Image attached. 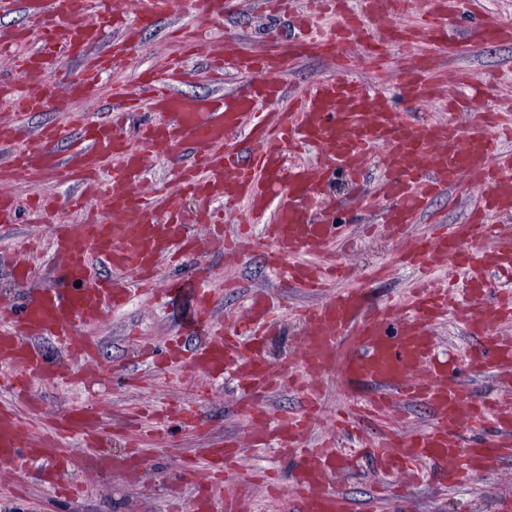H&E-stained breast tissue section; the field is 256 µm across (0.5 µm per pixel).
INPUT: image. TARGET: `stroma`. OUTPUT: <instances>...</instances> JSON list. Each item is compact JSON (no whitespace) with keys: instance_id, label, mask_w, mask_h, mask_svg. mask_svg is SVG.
<instances>
[{"instance_id":"35a3bbf8","label":"stroma","mask_w":512,"mask_h":512,"mask_svg":"<svg viewBox=\"0 0 512 512\" xmlns=\"http://www.w3.org/2000/svg\"><path fill=\"white\" fill-rule=\"evenodd\" d=\"M268 0H241L237 14L229 20L210 22L214 39L232 35L245 46L261 47L270 32H278L283 39L295 35L289 22L272 15ZM185 11L176 18H163L150 24H137V52L118 61L103 75L97 90L90 95L72 99L71 108L95 120L109 104L113 82L135 84L137 74L160 64L173 51L171 30L195 21L191 0H186ZM476 20L466 9H459L450 21L449 31L454 41L438 57L439 69L450 80L448 97L465 107L464 113L437 99L421 105L414 104L403 94L399 76L409 60L396 45L388 49L385 72H377L371 65L358 64L355 78L368 82L375 92L384 94L393 102L394 112H411L443 121L463 122L465 113L492 109L497 97L512 95V41L475 43L468 39V31ZM462 71L472 73L490 88V95L471 98L467 87L454 84V76ZM332 63L318 55H310L289 62L282 80L288 94H296L330 75ZM379 177L377 166H369L364 180L352 184L337 179L332 192L337 201L329 219L347 225L353 238L348 248L333 246L334 256L342 257L352 270L347 285L356 288L370 304L399 313V301L414 280L413 268L396 263L399 249L397 240L387 233L372 231L379 215L366 205L367 196L374 192ZM474 190L462 184L449 188L432 198L416 224L410 226L407 236L415 240L430 234L435 225L459 224L465 220ZM209 273V286L214 293L216 316L233 313L245 316L249 295L258 289L276 291L287 307L301 308L316 303V296L297 288L279 287L274 273L267 267L264 249L247 248L235 263L225 264L217 256H203ZM186 266L163 265L158 275L161 287L174 289L173 298L156 299L150 292L131 290L128 304L113 312L111 319L88 333L97 343L96 360L88 368L95 386L87 388L83 379L49 386L37 384L27 402L18 406L28 420L29 429L51 418L71 405L84 406L102 414L108 420H122L129 407L161 401L171 407L198 403L207 415V422L194 427L182 424L179 416H172L165 436L145 440L141 449V470L136 480H129L121 472L86 473L71 470L65 479L86 485L85 495L67 499L43 482L38 461L19 454L14 464L0 465V512H193L191 491L197 477L187 466L190 458L202 449L236 444L238 457L234 472L225 476L227 490L251 498L256 512H288L292 491L280 486L278 498H271L262 481L263 474L288 476L291 463L276 445L250 447L246 436V418L239 412V395L234 373L212 381L207 398L196 399L182 383L191 380L189 369L179 365L154 366L141 355L137 342L149 340L163 345L173 330H181L186 343H193L202 328L185 314L182 306L188 303V294L180 292V284L189 279ZM305 329L292 316H284L276 335L265 344L267 359L275 364L289 363L297 353V343ZM437 351L454 365L455 376L470 393L495 402L512 396V382L503 383L495 377L471 375L466 369L468 351L476 342L456 323L439 325L436 329ZM363 399L362 393L347 391L338 376H331L325 393L321 420L309 436L318 439L334 436L338 447L351 449L353 442L336 432L333 418L352 414ZM433 413L423 404H405L387 416L369 424L361 435L362 442H370L394 430L408 435L433 425ZM391 477L379 474L371 463H363L338 484L347 496L351 512H501L502 500L512 498V459L495 460L466 485L448 488L435 479L422 477L412 481L400 478L398 493H390Z\"/></svg>"}]
</instances>
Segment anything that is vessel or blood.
Returning <instances> with one entry per match:
<instances>
[{
    "instance_id": "b4317fda",
    "label": "vessel or blood",
    "mask_w": 512,
    "mask_h": 512,
    "mask_svg": "<svg viewBox=\"0 0 512 512\" xmlns=\"http://www.w3.org/2000/svg\"><path fill=\"white\" fill-rule=\"evenodd\" d=\"M238 0H200L199 23L180 28L187 52L197 51L206 23L231 16ZM282 13L293 14L303 36L276 43L266 53L227 41L207 53L206 69L215 85L233 73L241 84L228 93L190 97L178 86L190 73L179 59L140 73L136 92L116 86L112 101L97 120L74 117L70 128L45 125L29 131L24 123L42 111L58 87L85 94L99 72L119 55L137 50L123 12L113 11L110 27L92 22L75 0H0V13H25L28 23L13 39L0 44V57L25 78L24 88L0 82V99L10 112L0 116V229L8 227L19 207L8 186L24 175L36 182L72 185L76 193L65 204L76 220L52 224L47 248L0 251L17 276L31 273L37 255L53 273L51 285L18 305L0 310V387L24 392L31 383L57 384L72 377L75 360L93 358L92 337L80 325L108 320L125 301V285L155 288L163 263L196 257L208 249L234 262L245 243L224 229V216L214 210L192 211L177 205L173 192L243 205L246 221L263 226L267 257L283 285L320 295L317 304L297 309L307 333L288 369L272 366L261 354L262 340L277 319L265 291L252 295L256 326L243 341L235 326L211 319L213 295L203 277L189 282L193 318L205 326L194 350L173 338L168 363L188 360L193 372L213 377L235 372L245 395L269 394L289 386L301 395L300 410L273 414L258 406L244 410L253 445L277 441L295 461L291 486L297 512H350V503L335 487L338 472L352 459L336 457L329 440L306 441L330 373H338L350 389L371 388L361 413L374 418L395 405L421 402L435 416L432 426L397 439L382 438L367 454L382 471H400L428 462L441 484L466 483L492 459L512 457V405L488 406L467 394L447 362L437 359L433 329L448 321L464 327L480 344L470 354L474 371L512 377V338L502 329L512 325V286L492 281L491 271L512 274V234H500L495 217L512 212V109L475 115L468 127L431 121L404 124L388 101L373 97L361 82L329 76L286 102L280 71L287 60L317 54L335 58L343 42L367 38L370 54L383 59L390 45L402 46L411 60L402 78L414 101L440 94L437 47L448 42V19L460 0H362V10L337 9L338 0H314L313 8L294 14L293 0H276ZM479 21L472 36L480 42L512 39V23L482 18V0H470ZM179 0H135L136 18L149 22L176 13ZM416 8L411 25L389 27L390 19ZM79 61L71 70L70 61ZM146 110L152 120L129 141L122 128L129 113ZM66 152H59L60 141ZM166 152L175 173V190L159 187L143 193L139 184L148 157ZM380 160L379 197L392 199L383 224L395 236L416 223L428 201L461 183L479 187L472 218L450 230L416 241L400 253L401 261L418 267L421 279L402 301L405 313L392 317L366 306L360 292L332 291L349 274L321 262L338 237L335 224L315 219L323 205L322 184L333 176L356 178L371 155ZM206 227L204 240L189 236L188 225ZM461 270L462 284H449L442 264ZM111 270L100 280L98 268ZM57 347L48 359L39 341ZM167 408H133L128 419L139 434L164 426ZM492 423L493 444L462 446L465 427ZM81 436L88 452L85 468L134 474L138 451L121 458L107 454L112 430L89 410L76 407L58 413L39 433L26 434L22 420L0 404V461L14 460L20 449L41 455L48 468L67 462L60 451ZM232 448H210L191 465L204 474L191 498L194 512H253L251 499L216 497L209 482L230 470Z\"/></svg>"
}]
</instances>
